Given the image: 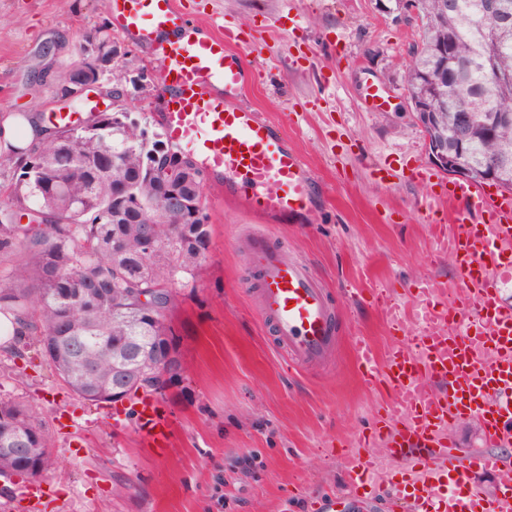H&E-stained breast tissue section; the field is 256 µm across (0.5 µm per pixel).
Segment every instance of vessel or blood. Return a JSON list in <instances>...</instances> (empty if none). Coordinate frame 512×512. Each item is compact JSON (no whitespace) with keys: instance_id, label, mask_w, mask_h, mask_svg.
<instances>
[{"instance_id":"obj_1","label":"vessel or blood","mask_w":512,"mask_h":512,"mask_svg":"<svg viewBox=\"0 0 512 512\" xmlns=\"http://www.w3.org/2000/svg\"><path fill=\"white\" fill-rule=\"evenodd\" d=\"M112 21L150 45L161 62L165 105L159 120L170 141L200 159L206 183L223 185L225 198L265 222L310 213L313 175L281 125L233 103L255 76L234 51L230 32L219 26L204 31L182 0H112ZM420 176L439 186L441 199L464 205L454 229L444 224L439 206L427 215L439 256L456 263L457 286L418 283L413 303L421 321L412 335L404 330L407 311L399 299L369 290L392 343L379 350L357 339L354 358L361 383L386 389L393 405L359 435L353 486L366 494L376 489L371 447L384 446L394 459L414 448L411 512H512V478L490 495L467 486L471 471L504 470L500 456L460 460L447 451L448 428L464 417L478 418L497 445L512 446V308L502 304L496 277L512 263V198L491 197L476 183L427 169ZM250 252L251 288L280 349L292 362H318L336 341L335 314L322 287L267 238L254 239ZM135 409L139 435L166 447L171 425L158 401L141 400ZM44 494L42 482H31L6 500L7 512H35Z\"/></svg>"}]
</instances>
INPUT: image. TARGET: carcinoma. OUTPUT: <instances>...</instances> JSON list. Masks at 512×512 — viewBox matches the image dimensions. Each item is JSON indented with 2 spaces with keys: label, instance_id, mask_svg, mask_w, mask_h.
<instances>
[{
  "label": "carcinoma",
  "instance_id": "1",
  "mask_svg": "<svg viewBox=\"0 0 512 512\" xmlns=\"http://www.w3.org/2000/svg\"><path fill=\"white\" fill-rule=\"evenodd\" d=\"M484 0H418L421 49L407 64L405 82L427 94L438 65L452 80L439 102L440 133L452 138L459 114L472 115L467 163L469 180L483 184L482 166L503 164L501 190L512 194V0L493 18ZM47 142L36 150L10 146V193L0 207V312L23 322L46 364L79 399L115 404L112 368L117 360L133 371L152 370L158 353L179 355L166 316L130 320L128 307L140 288H161L165 303L178 302L202 263L211 233L191 240L183 224H156L153 245L141 237L146 223L131 204L112 219V157L121 154L125 184L141 197L153 195L143 177L140 153L112 130V113L83 135L82 150ZM37 211L42 224H20L17 214ZM18 434L47 467L53 431L29 405L0 399V434Z\"/></svg>",
  "mask_w": 512,
  "mask_h": 512
}]
</instances>
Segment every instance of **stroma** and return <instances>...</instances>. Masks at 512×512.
Listing matches in <instances>:
<instances>
[{"label": "stroma", "instance_id": "obj_1", "mask_svg": "<svg viewBox=\"0 0 512 512\" xmlns=\"http://www.w3.org/2000/svg\"><path fill=\"white\" fill-rule=\"evenodd\" d=\"M202 21L240 29L257 80L243 103L282 124L315 176L314 207L299 222L260 223L205 190L211 241L167 322L185 366L160 402L171 443L151 448L135 419L79 401L31 338L0 346V398L31 405L55 430L51 488L39 512H390L385 490L365 496L344 480V456L385 405L353 368L354 337L386 347L377 308L352 302L385 288L411 303L428 279L453 282L455 262L433 261L432 204L414 176L429 161L408 110L405 52L416 32L397 0H182ZM111 0H0V122L25 110L61 111L55 85ZM390 107L372 110L367 85ZM391 175L377 181L375 166ZM264 235L305 263L337 319L338 342L320 365L289 367L250 296L249 241ZM466 459L499 452L474 418L448 431Z\"/></svg>", "mask_w": 512, "mask_h": 512}]
</instances>
